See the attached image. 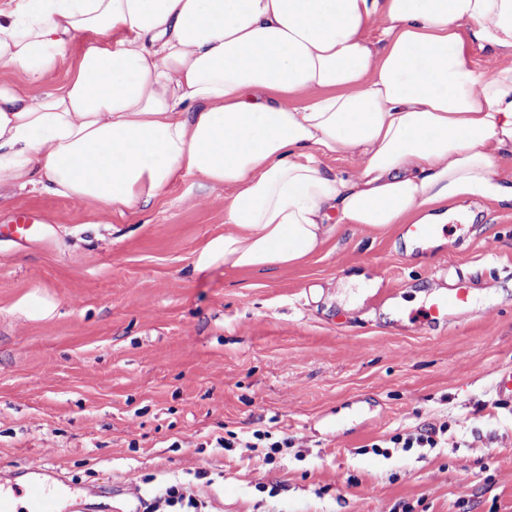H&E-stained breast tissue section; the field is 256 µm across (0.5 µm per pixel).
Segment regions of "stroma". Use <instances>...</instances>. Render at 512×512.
Wrapping results in <instances>:
<instances>
[{"instance_id":"1","label":"stroma","mask_w":512,"mask_h":512,"mask_svg":"<svg viewBox=\"0 0 512 512\" xmlns=\"http://www.w3.org/2000/svg\"><path fill=\"white\" fill-rule=\"evenodd\" d=\"M193 180L108 213L43 192L0 200L36 235L0 238V472L54 469L85 512H134L172 481L197 512H512V210L407 249L348 233L272 273L194 252L224 230ZM471 278L467 312L417 328L425 295ZM446 428L444 448H393ZM289 436L270 464L227 432ZM386 447L375 454L373 445Z\"/></svg>"}]
</instances>
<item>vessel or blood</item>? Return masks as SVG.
<instances>
[{"label":"vessel or blood","mask_w":512,"mask_h":512,"mask_svg":"<svg viewBox=\"0 0 512 512\" xmlns=\"http://www.w3.org/2000/svg\"><path fill=\"white\" fill-rule=\"evenodd\" d=\"M469 298V279L458 275L454 288L434 296L428 307L415 314L417 324L448 323L462 315ZM26 498L25 505H18L16 495L5 481H0V512H62L61 504L70 494V486L63 479H51L49 469L18 472Z\"/></svg>","instance_id":"vessel-or-blood-1"}]
</instances>
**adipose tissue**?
<instances>
[{
	"mask_svg": "<svg viewBox=\"0 0 512 512\" xmlns=\"http://www.w3.org/2000/svg\"><path fill=\"white\" fill-rule=\"evenodd\" d=\"M0 63L25 78L0 80V192L123 213L224 188L198 272L295 266L467 199L512 210V0H8Z\"/></svg>",
	"mask_w": 512,
	"mask_h": 512,
	"instance_id": "ef3b65f1",
	"label": "adipose tissue"
}]
</instances>
